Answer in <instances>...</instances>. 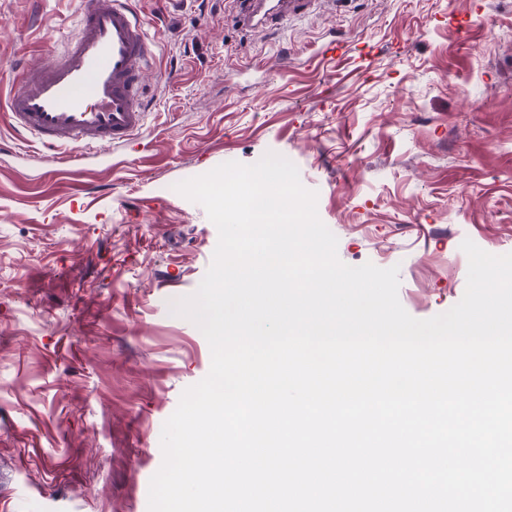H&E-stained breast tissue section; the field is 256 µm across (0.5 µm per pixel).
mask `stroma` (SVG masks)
<instances>
[{
  "instance_id": "35a3bbf8",
  "label": "stroma",
  "mask_w": 512,
  "mask_h": 512,
  "mask_svg": "<svg viewBox=\"0 0 512 512\" xmlns=\"http://www.w3.org/2000/svg\"><path fill=\"white\" fill-rule=\"evenodd\" d=\"M136 7L153 67L132 146L56 172L0 111V512H148L163 424L211 366L171 304L218 231L176 183L287 158L339 259L398 267L417 319L461 300L464 240L512 253V0H312L258 31L236 0ZM78 10L0 0V101Z\"/></svg>"
}]
</instances>
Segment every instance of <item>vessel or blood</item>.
<instances>
[{
    "instance_id": "obj_1",
    "label": "vessel or blood",
    "mask_w": 512,
    "mask_h": 512,
    "mask_svg": "<svg viewBox=\"0 0 512 512\" xmlns=\"http://www.w3.org/2000/svg\"><path fill=\"white\" fill-rule=\"evenodd\" d=\"M311 0H240L238 21L264 28ZM152 49L133 0H83L73 35L37 67L22 66L7 112L43 161L81 173L94 150L128 145L145 124L144 74Z\"/></svg>"
}]
</instances>
